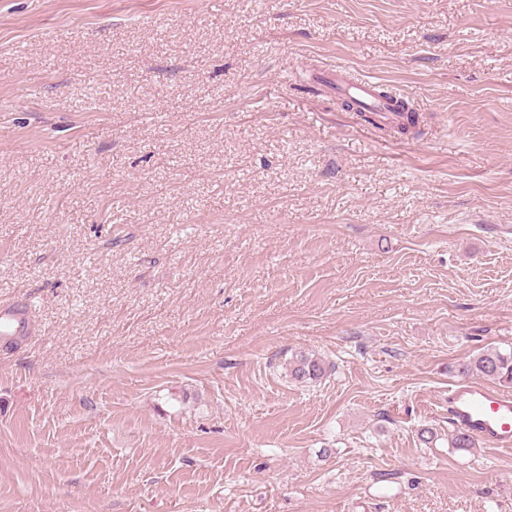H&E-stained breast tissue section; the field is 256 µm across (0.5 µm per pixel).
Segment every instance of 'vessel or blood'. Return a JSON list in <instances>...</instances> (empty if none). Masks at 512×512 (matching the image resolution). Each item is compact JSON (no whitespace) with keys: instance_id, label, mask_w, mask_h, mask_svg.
<instances>
[{"instance_id":"b4317fda","label":"vessel or blood","mask_w":512,"mask_h":512,"mask_svg":"<svg viewBox=\"0 0 512 512\" xmlns=\"http://www.w3.org/2000/svg\"><path fill=\"white\" fill-rule=\"evenodd\" d=\"M320 83L336 95L347 97L355 110L372 114L381 126L402 120L398 104L379 96L376 83L351 81L344 68L326 71ZM33 314L25 301L0 307V343L16 344L31 335ZM448 424L488 448L512 449V393L478 381H464L448 389Z\"/></svg>"}]
</instances>
